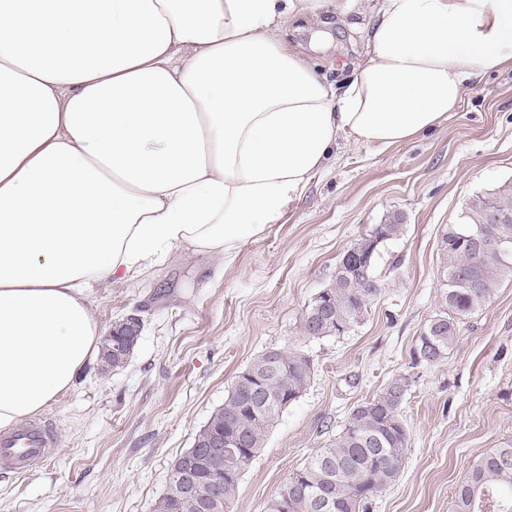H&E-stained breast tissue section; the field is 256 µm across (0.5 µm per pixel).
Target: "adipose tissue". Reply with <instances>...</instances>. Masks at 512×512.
I'll list each match as a JSON object with an SVG mask.
<instances>
[{
    "mask_svg": "<svg viewBox=\"0 0 512 512\" xmlns=\"http://www.w3.org/2000/svg\"><path fill=\"white\" fill-rule=\"evenodd\" d=\"M358 0H0V429L102 339L89 289L174 250L232 258L340 139L390 147L512 69V0H376L327 82L289 24Z\"/></svg>",
    "mask_w": 512,
    "mask_h": 512,
    "instance_id": "ef3b65f1",
    "label": "adipose tissue"
}]
</instances>
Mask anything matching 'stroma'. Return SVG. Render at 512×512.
<instances>
[{"mask_svg":"<svg viewBox=\"0 0 512 512\" xmlns=\"http://www.w3.org/2000/svg\"><path fill=\"white\" fill-rule=\"evenodd\" d=\"M375 0L337 25L329 44L289 35L328 82L351 72ZM512 181V71L469 89L431 132L383 148L340 140L276 224L231 259L172 252L145 275L91 290L102 331L143 322L125 367L93 358L40 413L59 444L21 475L0 473V512H149L173 460L223 405L237 375L268 350L306 353L313 377L281 413L240 479L231 512H266L307 458L333 440L353 407L397 375L409 442L398 480L371 512H455V491L493 449L512 443V278L460 318L440 363L414 364L429 321L448 310L441 238L469 203ZM401 234L381 247L382 292L341 336L312 339L300 319L344 251L392 214Z\"/></svg>","mask_w":512,"mask_h":512,"instance_id":"stroma-1","label":"stroma"}]
</instances>
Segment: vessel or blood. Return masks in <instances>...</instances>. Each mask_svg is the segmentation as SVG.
<instances>
[{
	"label": "vessel or blood",
	"instance_id": "vessel-or-blood-1",
	"mask_svg": "<svg viewBox=\"0 0 512 512\" xmlns=\"http://www.w3.org/2000/svg\"><path fill=\"white\" fill-rule=\"evenodd\" d=\"M57 438L45 422L28 423L0 434V470L20 474L33 460L49 458Z\"/></svg>",
	"mask_w": 512,
	"mask_h": 512
}]
</instances>
